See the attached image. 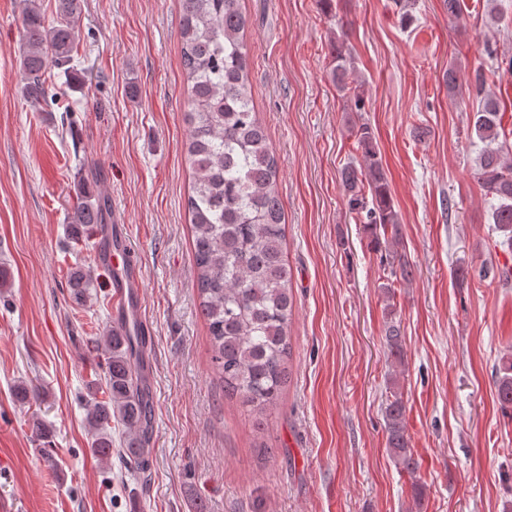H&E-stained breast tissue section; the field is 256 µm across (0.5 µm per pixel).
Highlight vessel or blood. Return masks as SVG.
<instances>
[{
	"mask_svg": "<svg viewBox=\"0 0 512 512\" xmlns=\"http://www.w3.org/2000/svg\"><path fill=\"white\" fill-rule=\"evenodd\" d=\"M98 263L112 274V314L118 325L126 326L134 321L137 322L140 333H147L148 326L140 322L136 310L141 292L140 271L121 232H113L112 247L99 255Z\"/></svg>",
	"mask_w": 512,
	"mask_h": 512,
	"instance_id": "1",
	"label": "vessel or blood"
}]
</instances>
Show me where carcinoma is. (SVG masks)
<instances>
[{
	"label": "carcinoma",
	"instance_id": "carcinoma-1",
	"mask_svg": "<svg viewBox=\"0 0 512 512\" xmlns=\"http://www.w3.org/2000/svg\"><path fill=\"white\" fill-rule=\"evenodd\" d=\"M181 63L188 81L189 131L187 159L194 175L187 209L193 230V260L199 307L207 324L211 362L224 393L238 399L264 427L288 378L289 327L293 294L283 241L285 214L276 186L279 165L267 134L256 118L244 31L243 0H180ZM47 17L38 0H24L19 28V76L24 99L37 108L48 95L45 75L70 72L76 53L75 29L81 0H55ZM332 75L346 87L352 66L343 37L333 46ZM480 105L470 117L484 144L475 177L492 205L496 229L512 245V158L498 143L502 122L499 99L476 84ZM355 138L363 164L342 172L348 206L374 249L382 237L397 235L398 214L378 159L372 127L358 122ZM108 199L82 189L70 216V232L79 241L107 223ZM92 276L81 266L69 276L70 296L77 304L89 297ZM386 345L402 361L400 323L387 322ZM143 337L135 327L115 328L107 336L104 397L86 416L91 450L100 463L112 464V420L126 430L121 459L132 471L150 469L147 441L151 428V395L142 384ZM497 397L512 413V356L498 367ZM385 431L391 456L410 474L418 461L409 448L405 404L395 390L385 408Z\"/></svg>",
	"mask_w": 512,
	"mask_h": 512
}]
</instances>
